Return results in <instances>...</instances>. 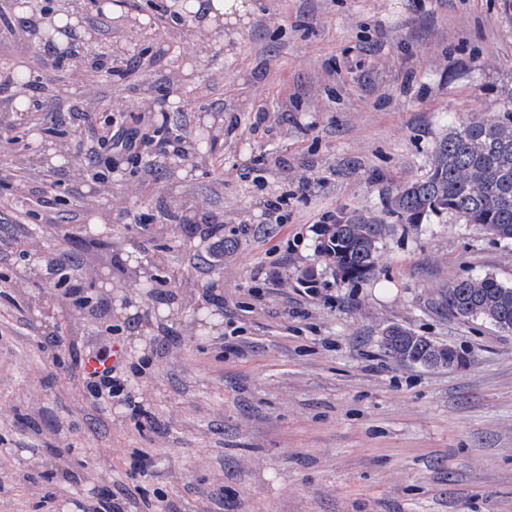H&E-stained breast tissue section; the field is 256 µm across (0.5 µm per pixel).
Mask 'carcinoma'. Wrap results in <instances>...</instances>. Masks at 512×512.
I'll list each match as a JSON object with an SVG mask.
<instances>
[{
  "label": "carcinoma",
  "instance_id": "1",
  "mask_svg": "<svg viewBox=\"0 0 512 512\" xmlns=\"http://www.w3.org/2000/svg\"><path fill=\"white\" fill-rule=\"evenodd\" d=\"M504 107L494 123L477 117L457 121L435 146L426 174L389 194V212L405 224L450 214L461 224L480 225L495 240L512 241V97ZM186 205L182 196L163 201L161 225L175 221ZM385 232L386 225L371 215L340 212L332 223L319 225L318 250L331 262L330 245L336 244L344 251L339 260L351 271L347 281L359 282L373 274ZM444 304L459 317L512 332V286L491 275L453 283ZM410 346L425 353L435 343L399 325L383 337L395 360Z\"/></svg>",
  "mask_w": 512,
  "mask_h": 512
}]
</instances>
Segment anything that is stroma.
I'll list each match as a JSON object with an SVG mask.
<instances>
[{
  "label": "stroma",
  "instance_id": "35a3bbf8",
  "mask_svg": "<svg viewBox=\"0 0 512 512\" xmlns=\"http://www.w3.org/2000/svg\"><path fill=\"white\" fill-rule=\"evenodd\" d=\"M250 3L223 48L187 39L201 59L187 86L226 122L180 179L223 213V256L194 250L190 224L112 227L182 273L135 291L174 322L133 324L94 295L44 323L42 289L15 286L17 238L41 227L51 254L80 259L107 245L61 198L45 226L0 208V512H85L121 488L156 512H512V332L441 304L470 276L512 285V242L450 215L401 224L384 200L427 171L449 125L501 118L512 15L503 0ZM342 211L387 226L355 284L317 251L322 217ZM275 265L284 287L260 277ZM217 308L222 328L191 330ZM394 324L466 367L392 359ZM109 344L125 391L97 400L73 358Z\"/></svg>",
  "mask_w": 512,
  "mask_h": 512
}]
</instances>
